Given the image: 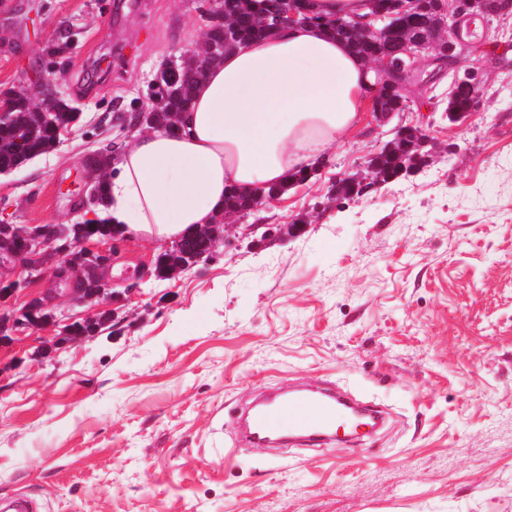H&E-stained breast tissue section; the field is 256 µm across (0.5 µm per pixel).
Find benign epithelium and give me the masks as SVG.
<instances>
[{
	"instance_id": "obj_1",
	"label": "benign epithelium",
	"mask_w": 512,
	"mask_h": 512,
	"mask_svg": "<svg viewBox=\"0 0 512 512\" xmlns=\"http://www.w3.org/2000/svg\"><path fill=\"white\" fill-rule=\"evenodd\" d=\"M423 0H391L389 10L393 16L412 15L422 11ZM208 27H224V39H229L232 23L221 6V0H210L205 9ZM384 10H375L373 15L359 19L353 24L361 34L379 35L380 30L371 24L373 20H382ZM464 18L482 20L496 19L507 22L512 20V0H440L438 17L435 22L427 23L428 32L419 38L406 39L391 53L378 57L371 65L378 77L369 88L368 99L372 112L383 123L393 118L397 111L390 108L389 101L400 96V107L408 104V81L417 76L420 61L427 59L439 65L461 64L467 60L469 48L456 33V23ZM307 23L303 0H269V8L253 17V24L266 33L278 31L285 27L304 25ZM196 78H201L206 69L218 60L215 48L204 45L191 55ZM466 80L473 90V107L477 110L480 104L482 78L479 70L469 66L465 70ZM60 97L57 84L50 77L41 79L35 86L34 99L49 103ZM157 100L150 99V105L134 116L132 127L141 131L152 129V110ZM396 138L405 140L411 147L422 154V161L428 162L429 154L424 152L427 140L422 129L411 124H399L394 128ZM368 177H345L336 181V185L351 183L354 192L363 193L368 188L366 179L380 181L382 177L373 174V163L367 164ZM240 194L249 204V210L256 211L260 207L271 204L280 198V193L272 191L268 195L256 196L244 190ZM17 244L5 246L0 244V267L6 263L21 268V277L10 282L11 288L0 293V346L4 347L13 341V334L19 330L40 329L48 325H58L64 319L58 316L59 297L64 293L61 285H70L84 279L87 267L80 265L76 257L98 260V263L110 267L115 251V241L124 239L116 231L112 237L95 236L90 233L73 241L67 239L68 230L64 224H19L17 225ZM106 244L101 249H92L87 244L92 240ZM49 259L59 261L53 271L57 287L47 288L30 298L19 310L5 311L3 303L18 289L40 280L45 272V264ZM133 290L128 286L124 291L112 289L108 281L100 288H74L73 301L77 303L102 302L112 305L96 317L89 318L84 324L101 326L111 320L118 319L120 304L125 294Z\"/></svg>"
}]
</instances>
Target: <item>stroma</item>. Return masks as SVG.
I'll list each match as a JSON object with an SVG mask.
<instances>
[{
	"instance_id": "1",
	"label": "stroma",
	"mask_w": 512,
	"mask_h": 512,
	"mask_svg": "<svg viewBox=\"0 0 512 512\" xmlns=\"http://www.w3.org/2000/svg\"><path fill=\"white\" fill-rule=\"evenodd\" d=\"M203 0H6L0 93L29 90L48 47L80 117L60 147L0 174L13 224L79 218L87 155L132 135L150 82L205 32ZM466 42L483 73L465 125L450 81L411 83L404 122L429 163L327 206L337 177L392 139L372 112L329 166L247 224L209 263L146 277L164 242H121L114 288L139 281L96 335L50 326L0 349V501L34 512H512V25ZM286 384L333 386L388 419L355 446L237 443L229 410Z\"/></svg>"
}]
</instances>
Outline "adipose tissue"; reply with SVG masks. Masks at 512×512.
I'll return each instance as SVG.
<instances>
[{
	"label": "adipose tissue",
	"instance_id": "obj_1",
	"mask_svg": "<svg viewBox=\"0 0 512 512\" xmlns=\"http://www.w3.org/2000/svg\"><path fill=\"white\" fill-rule=\"evenodd\" d=\"M370 65L308 24L225 52L170 129L136 132L106 167L95 215L122 234L174 241L222 221L230 187L309 172L360 120Z\"/></svg>",
	"mask_w": 512,
	"mask_h": 512
}]
</instances>
